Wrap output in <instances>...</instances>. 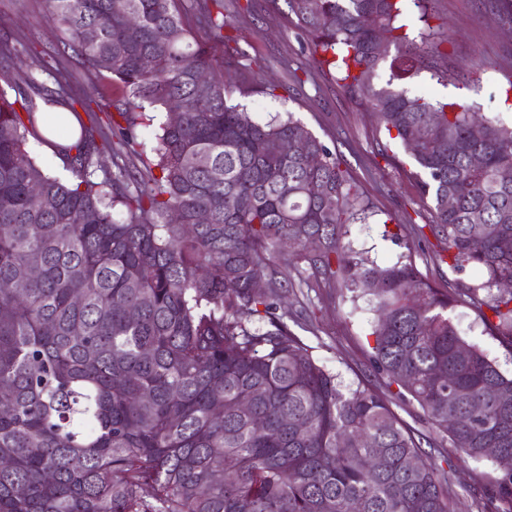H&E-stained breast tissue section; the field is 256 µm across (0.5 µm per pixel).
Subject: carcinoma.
Segmentation results:
<instances>
[{"mask_svg":"<svg viewBox=\"0 0 512 512\" xmlns=\"http://www.w3.org/2000/svg\"><path fill=\"white\" fill-rule=\"evenodd\" d=\"M181 2L48 0L61 44L124 90L117 136L61 56L0 74V397L11 405L0 414V512H456L425 438L377 390L343 385L286 314H268L282 267L340 288L355 309L367 303L372 368L419 407L429 445L512 458V375L450 315L466 300L512 349V180L501 176L512 126L398 88L424 73L450 81L431 34L404 31L403 0H285L314 66L410 153L450 266L481 273L437 288L410 260L380 266L354 247L351 226L376 213L340 157L290 115L259 122L230 103L224 65ZM224 10L196 0L215 44L230 41ZM378 29L401 49L390 61L373 52ZM42 75L62 87L54 103L90 119L56 149L70 179L28 149L41 139ZM256 89L278 85L241 80L242 94ZM175 100L179 121L146 148L142 104L167 113ZM106 148L123 164L98 180ZM200 212L209 223H196ZM481 512H512V470L499 469Z\"/></svg>","mask_w":512,"mask_h":512,"instance_id":"carcinoma-1","label":"carcinoma"}]
</instances>
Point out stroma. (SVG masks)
Wrapping results in <instances>:
<instances>
[{"mask_svg": "<svg viewBox=\"0 0 512 512\" xmlns=\"http://www.w3.org/2000/svg\"><path fill=\"white\" fill-rule=\"evenodd\" d=\"M248 10L233 15L232 59L242 73L258 71L278 80L277 97L261 93L241 97L246 112L258 120L268 115L293 113L331 150L340 154L344 169L365 200L378 213L375 224H356L352 236L378 264L410 257L422 275L436 287L450 290L476 282L473 269L457 272L442 262L444 238L430 230L432 212L410 173L414 165L403 148L380 131L373 113L358 108L328 77L315 70L311 49L285 0H248ZM430 26L449 69L474 77L471 85L442 86L421 76L408 85L411 94L460 101L479 107L512 125V0H432ZM17 45L12 70L32 65L36 56L59 48L58 33L49 19L46 0H0V39ZM65 65L74 83L88 94L99 95L102 124L117 118L124 94L113 82L88 68L73 53ZM288 311L300 319L295 332L344 383L357 384L382 377L369 375V309L352 311L336 288H310L295 270L284 271ZM452 315L461 334L478 344L499 369L512 374V349L485 330L467 305L456 303ZM448 479L461 512H477L476 500L491 488L497 475L493 461L475 462L444 447Z\"/></svg>", "mask_w": 512, "mask_h": 512, "instance_id": "35a3bbf8", "label": "stroma"}]
</instances>
